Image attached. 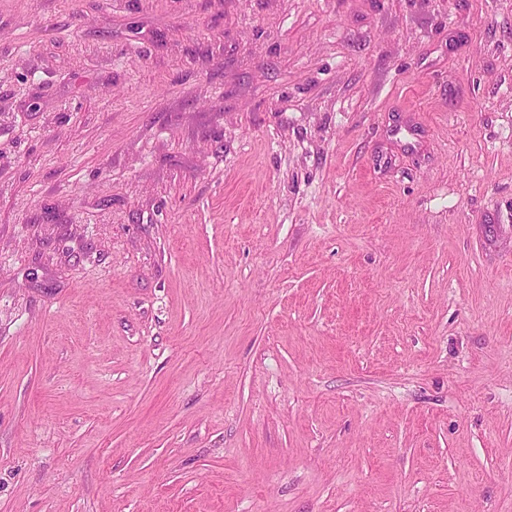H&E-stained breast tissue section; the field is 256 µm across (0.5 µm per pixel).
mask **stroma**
<instances>
[{
	"instance_id": "obj_1",
	"label": "stroma",
	"mask_w": 512,
	"mask_h": 512,
	"mask_svg": "<svg viewBox=\"0 0 512 512\" xmlns=\"http://www.w3.org/2000/svg\"><path fill=\"white\" fill-rule=\"evenodd\" d=\"M0 512H512V0H0Z\"/></svg>"
}]
</instances>
